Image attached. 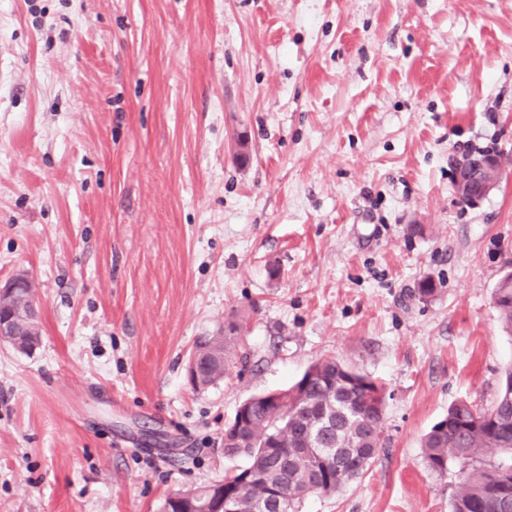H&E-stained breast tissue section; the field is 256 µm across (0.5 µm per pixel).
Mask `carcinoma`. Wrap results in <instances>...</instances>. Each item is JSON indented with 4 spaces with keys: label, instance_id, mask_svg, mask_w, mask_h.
I'll list each match as a JSON object with an SVG mask.
<instances>
[{
    "label": "carcinoma",
    "instance_id": "cac0c4a2",
    "mask_svg": "<svg viewBox=\"0 0 512 512\" xmlns=\"http://www.w3.org/2000/svg\"><path fill=\"white\" fill-rule=\"evenodd\" d=\"M501 328L512 335V288L495 300ZM237 337L224 330L195 347L205 369L197 384L209 386L224 377ZM317 373L307 388L296 383L252 401L240 442L224 449L246 465L211 486L214 494L234 496L233 512H299L309 494L329 496L357 479L371 465L383 442V386L340 361L310 365ZM428 468L440 475L448 465L465 467L457 475L451 512H500L501 494L512 497V403L496 394L486 408L465 401L448 407V416L421 439ZM280 505L267 506L270 490ZM207 488L166 498L162 512H201Z\"/></svg>",
    "mask_w": 512,
    "mask_h": 512
}]
</instances>
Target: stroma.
Returning a JSON list of instances; mask_svg holds the SVG:
<instances>
[{"label": "stroma", "instance_id": "obj_1", "mask_svg": "<svg viewBox=\"0 0 512 512\" xmlns=\"http://www.w3.org/2000/svg\"><path fill=\"white\" fill-rule=\"evenodd\" d=\"M482 149L509 167L470 208ZM510 270L512 0H0V282L41 310L0 344V512H161L325 357L384 385L385 443L300 512H449L421 438L512 365ZM505 164L494 152L463 157L456 167L455 194L469 207H478L493 193L502 179ZM512 272H508L497 287L500 289V295H494V304L498 311L501 328L504 332L512 335ZM230 326L232 327L230 331H227L224 327V331L222 330L216 336H207L196 345L195 352H193L189 361V378L196 368L195 353L204 358L206 365L205 369L200 372L197 382L194 383L191 379V383L196 388L198 384L201 386L212 385L224 377L225 365L234 355L238 344L237 336H230L238 330L237 324L232 321Z\"/></svg>", "mask_w": 512, "mask_h": 512}]
</instances>
